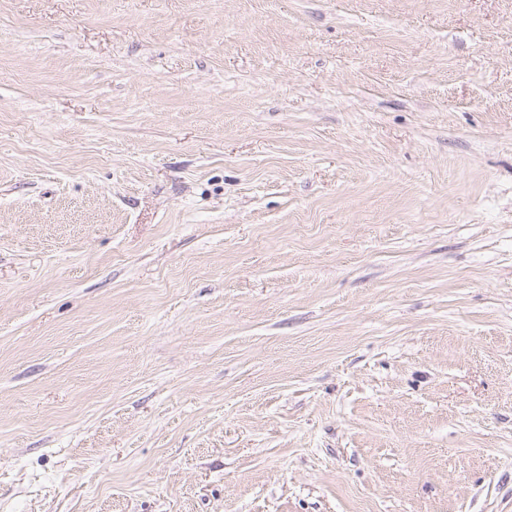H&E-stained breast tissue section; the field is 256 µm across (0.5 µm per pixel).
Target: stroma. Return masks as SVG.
Instances as JSON below:
<instances>
[{"label":"stroma","mask_w":512,"mask_h":512,"mask_svg":"<svg viewBox=\"0 0 512 512\" xmlns=\"http://www.w3.org/2000/svg\"><path fill=\"white\" fill-rule=\"evenodd\" d=\"M0 512H512V0H0Z\"/></svg>","instance_id":"35a3bbf8"}]
</instances>
